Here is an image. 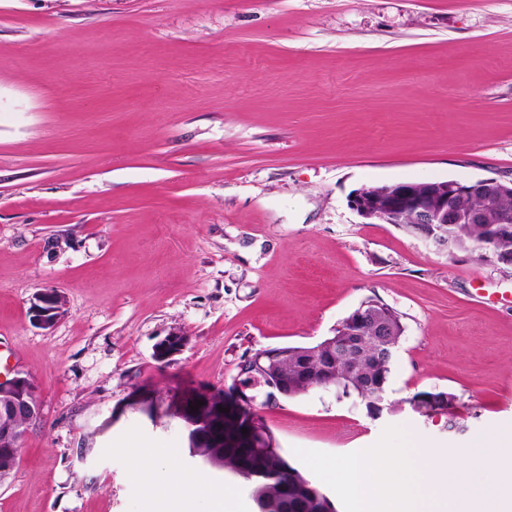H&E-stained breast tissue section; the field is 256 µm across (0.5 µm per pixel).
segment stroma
Returning <instances> with one entry per match:
<instances>
[{"label": "stroma", "instance_id": "35a3bbf8", "mask_svg": "<svg viewBox=\"0 0 512 512\" xmlns=\"http://www.w3.org/2000/svg\"><path fill=\"white\" fill-rule=\"evenodd\" d=\"M489 177L512 182V0H0V337L43 409L0 512H152L131 444L257 512L190 456L192 399L369 298L404 326L387 411L257 395L290 464L388 426L430 448L511 436L512 266L349 203ZM47 289L63 314L42 327ZM173 330L189 342L159 362ZM422 390L453 394L452 416L412 412ZM61 308L62 301L59 294L41 293L37 297V303L33 305V320L40 326L49 327L59 318Z\"/></svg>", "mask_w": 512, "mask_h": 512}]
</instances>
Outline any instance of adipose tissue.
<instances>
[{
	"label": "adipose tissue",
	"instance_id": "obj_1",
	"mask_svg": "<svg viewBox=\"0 0 512 512\" xmlns=\"http://www.w3.org/2000/svg\"><path fill=\"white\" fill-rule=\"evenodd\" d=\"M174 458V452L169 449L156 448L149 459L136 455L130 463V472L138 487L148 491L162 505L163 512H191L192 506L199 503L207 504L209 512H235L233 492H226L221 498L214 497L211 483L203 474L185 476L176 471L163 486L151 482L148 473L150 463L170 465Z\"/></svg>",
	"mask_w": 512,
	"mask_h": 512
}]
</instances>
